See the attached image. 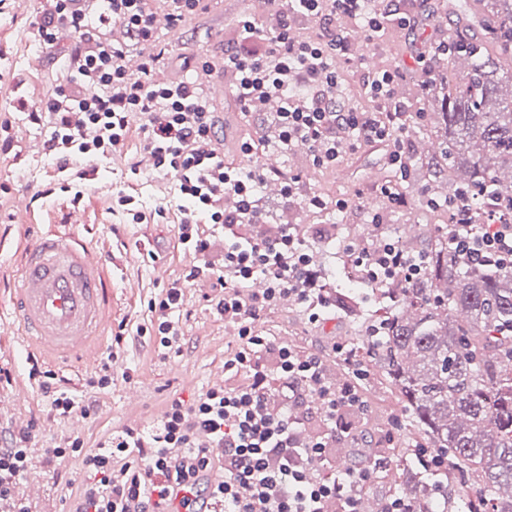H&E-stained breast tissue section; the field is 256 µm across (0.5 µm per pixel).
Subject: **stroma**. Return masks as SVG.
Returning a JSON list of instances; mask_svg holds the SVG:
<instances>
[{
	"instance_id": "1",
	"label": "stroma",
	"mask_w": 512,
	"mask_h": 512,
	"mask_svg": "<svg viewBox=\"0 0 512 512\" xmlns=\"http://www.w3.org/2000/svg\"><path fill=\"white\" fill-rule=\"evenodd\" d=\"M43 7L42 0H29L28 7L19 10L15 0H0V115L15 121L17 135L14 150L0 154V367L10 372L9 380L0 381V430L8 432L29 423L35 426L28 444L27 470L14 479L12 497L0 501V512H11L16 501L25 503L29 512H70L78 488L88 482L90 473L81 457L55 460L48 456V449L67 447L77 439L91 449L113 432L136 424L145 433L154 432L161 426L171 399L178 397L189 404L211 388L212 376L223 369L224 353L233 346L235 333L207 302L215 293L212 282L197 280L185 288L181 313L184 336L179 352L160 354L149 336L139 334V327L150 324L149 300L163 286L184 276L193 258L178 243L177 211H170L163 223L132 224L121 209L113 208L112 194L129 188L138 195L144 211L150 212L171 196L174 184L151 169L143 136L136 133L123 154L96 161L98 174L87 183L80 202H73L71 194L58 190V170L45 154L43 131L16 112L17 93H24L33 102L45 97L61 80L63 61L77 45L68 30L60 32L53 49L35 45L31 22ZM400 9L409 15L410 25H389L374 39L369 52L377 66L403 71L399 91L416 103L421 99L417 60L446 37L453 19L443 12L428 17L420 0H402ZM246 16L268 33L279 24L280 7L275 0H200L182 29L160 32L161 39L173 49L162 68V77L193 78L197 61L206 60L212 79L232 85V74L224 70V54L247 47L240 29V21ZM210 105L217 123V145L226 162L252 168L257 162L271 161L283 172L300 174L305 195L328 202L327 210L307 212L301 209L299 200L285 198L276 185H268L259 193L258 205L265 214L277 215L279 223L301 226L315 266L332 269L342 264L341 244L368 238L377 230L369 217L371 207L384 205L376 187L395 177L384 144L349 149L341 154L336 167L319 169L311 165L302 149L283 152L272 148L274 130L266 108L241 112L229 93L211 100ZM249 136L262 139L266 146L256 156H240L237 143ZM132 162L138 163L141 174L131 182L126 172ZM358 191L363 194L359 200L354 197ZM420 192V187H413L406 196L407 207L389 212L386 224L379 229L383 234L397 239L413 225L417 228L415 239L420 242L427 238L429 225L447 223V209L430 213L419 205ZM21 194L30 196L31 209L16 207L15 199ZM342 197L349 198L351 204L339 211L333 203ZM76 210L83 216L79 234L101 252L112 276V321L103 338L111 384L97 386L101 373L97 367L87 371L61 366L55 369L62 387L86 410L85 426L79 431L54 415L37 381L18 369L8 338L10 300L22 251L45 231L68 223ZM256 326L296 350L314 351L328 360L334 357V342L352 339L339 317L312 324L297 304L280 306ZM23 389L29 391L30 399L20 406L14 397ZM364 393L370 409L357 422V438H337L334 452L346 455L353 467L364 462V449L380 447L385 433L393 434L390 469L364 490L365 496L379 500L396 494L404 482L403 450L411 434L408 424H392L402 408L388 381L371 377Z\"/></svg>"
}]
</instances>
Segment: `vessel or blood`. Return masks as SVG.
<instances>
[{
	"label": "vessel or blood",
	"instance_id": "b4317fda",
	"mask_svg": "<svg viewBox=\"0 0 512 512\" xmlns=\"http://www.w3.org/2000/svg\"><path fill=\"white\" fill-rule=\"evenodd\" d=\"M101 255L74 232L51 230L28 246L17 288L15 336L26 356L93 365L112 319Z\"/></svg>",
	"mask_w": 512,
	"mask_h": 512
}]
</instances>
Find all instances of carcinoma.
Masks as SVG:
<instances>
[{
    "label": "carcinoma",
    "mask_w": 512,
    "mask_h": 512,
    "mask_svg": "<svg viewBox=\"0 0 512 512\" xmlns=\"http://www.w3.org/2000/svg\"><path fill=\"white\" fill-rule=\"evenodd\" d=\"M459 14L479 18L481 33L466 27L454 35L457 49L432 56L424 85L422 120L435 125V154L412 170L409 189L425 170V207L437 209L445 193L465 190L476 209L512 205V0L459 3ZM469 59L468 72L453 66ZM448 223L435 224L410 253L426 256L427 276L418 283L365 297L366 284L325 273L336 313L366 334L383 323V335L359 354L370 374L395 387L418 445L448 458L456 483L435 480L415 456L406 461L407 500L417 512H453L457 501L473 512H512V269L461 264L448 249Z\"/></svg>",
    "instance_id": "1"
}]
</instances>
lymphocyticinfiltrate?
Listing matches in <instances>:
<instances>
[{"label":"lymphocytic infiltrate","mask_w":512,"mask_h":512,"mask_svg":"<svg viewBox=\"0 0 512 512\" xmlns=\"http://www.w3.org/2000/svg\"><path fill=\"white\" fill-rule=\"evenodd\" d=\"M46 2L32 22L39 44L53 48L61 27L76 33L79 44L64 62L61 81L41 101H20L19 110L26 122L43 130L45 148L60 174V191L81 200L95 175L91 162L122 152L131 136L130 119L139 117L155 172L174 181L171 198L154 214L162 219L169 208H176L178 243L195 258L184 279L173 280L148 303L156 315L158 348L170 352L181 340L188 281L216 280L222 292L214 298L215 309L237 331L234 347L224 356L227 385L207 390L190 405L172 399L154 433L126 429L103 442L86 459L94 478L75 512H173L178 491L188 496L205 492L222 500L228 512H359L358 488L377 478L387 457L377 451L363 466L341 474L332 458L337 433L353 429L348 413L368 411L362 388L366 372L355 349L334 344L349 375L333 384L324 375L319 354L295 351L256 327L262 314L287 297L306 305L314 324L323 321L332 305L327 290L313 283L312 258L297 225L249 232L263 221L257 193L276 171L225 163L200 85L154 78L171 53L155 26L158 14H165L170 27H179L198 0H99L91 13L78 7L77 0ZM284 2L273 33H261L250 18L241 20L243 35L255 42V50L224 55V67L234 75L237 103L246 111L255 103L280 99L275 116L278 148H302L317 167H330L338 159L337 132L353 133L359 144L384 143L388 162L400 177L379 191L390 206H406L401 181L409 177L411 164L402 134L412 106L395 95L399 70L368 72L363 90L370 107L358 110L346 100L336 61L360 64L363 46L341 28L325 38L300 36L290 19L347 17L364 21L375 35L390 21L408 25V18L394 0L383 6L375 0ZM115 20L124 23L132 38L153 48L137 71H129L124 47L108 34ZM448 204L454 215L448 246L454 256L471 264L494 260L512 269V207L482 215L461 193ZM212 228L224 236L218 264L207 259ZM345 253L348 264L374 286L410 284L421 280L425 269L422 256L390 240L378 247L352 242ZM256 279L266 283L259 294L249 289ZM312 403L328 430L307 439L303 425ZM203 431L210 446L198 441ZM31 437V429H22L0 447V500L10 496L13 479L27 468ZM215 447L223 449L224 463L216 482L206 486L202 479L213 468Z\"/></svg>","instance_id":"lymphocytic-infiltrate-1"}]
</instances>
